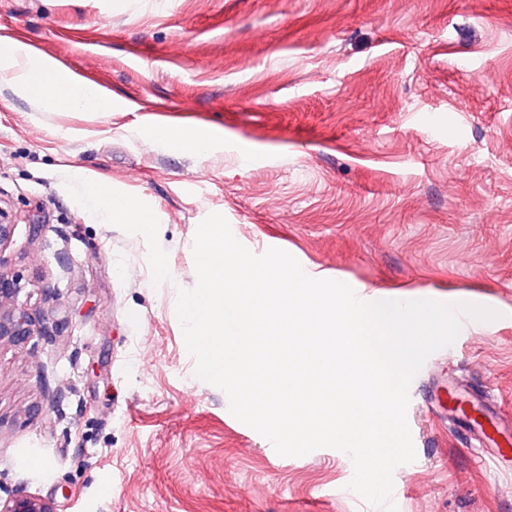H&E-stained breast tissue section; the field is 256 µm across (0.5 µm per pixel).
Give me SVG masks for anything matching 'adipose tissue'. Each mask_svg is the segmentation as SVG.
Masks as SVG:
<instances>
[{"label":"adipose tissue","instance_id":"adipose-tissue-1","mask_svg":"<svg viewBox=\"0 0 512 512\" xmlns=\"http://www.w3.org/2000/svg\"><path fill=\"white\" fill-rule=\"evenodd\" d=\"M0 69L11 72L22 90L27 94H39L43 103L61 112L105 113L111 111L110 97L70 80L65 75H56L55 84L64 88L63 94L41 90L40 70L29 59L0 50ZM85 204L93 221L100 224H138L150 228L154 219L151 213L118 195L111 184L82 181Z\"/></svg>","mask_w":512,"mask_h":512}]
</instances>
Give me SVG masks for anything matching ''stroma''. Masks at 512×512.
Masks as SVG:
<instances>
[{
  "instance_id": "stroma-1",
  "label": "stroma",
  "mask_w": 512,
  "mask_h": 512,
  "mask_svg": "<svg viewBox=\"0 0 512 512\" xmlns=\"http://www.w3.org/2000/svg\"><path fill=\"white\" fill-rule=\"evenodd\" d=\"M18 34L111 112H55L0 70V251L44 327L0 344V497L54 512H380L351 457L282 456L200 379L176 304L210 214L316 279L495 309L409 387L397 512H512L495 470L428 407L487 388L512 422V0H0ZM187 111L207 155L148 132ZM150 208L94 223L74 171ZM170 271L154 276L156 262ZM0 512H54L50 503L32 496L0 498Z\"/></svg>"
}]
</instances>
